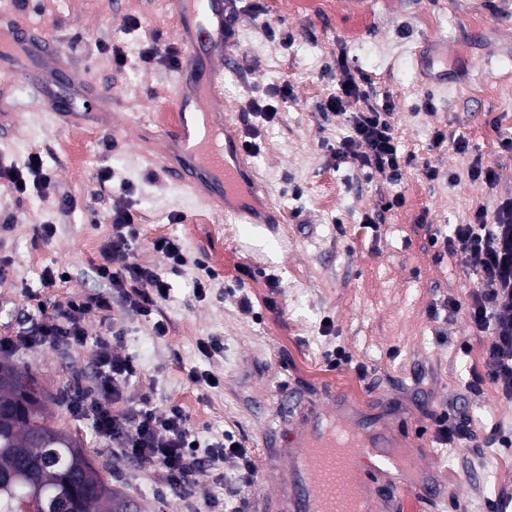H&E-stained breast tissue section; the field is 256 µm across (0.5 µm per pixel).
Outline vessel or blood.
Segmentation results:
<instances>
[{
    "mask_svg": "<svg viewBox=\"0 0 512 512\" xmlns=\"http://www.w3.org/2000/svg\"><path fill=\"white\" fill-rule=\"evenodd\" d=\"M182 47L172 79L173 123L155 129L164 145L162 167L216 213L240 224H279L275 206L261 198V185L244 151L237 127L220 110L224 71L233 61L232 41L224 37L226 0H175ZM0 67L31 85H55L62 79L46 67L58 48L40 31L0 22ZM422 77L440 82L448 75V53L439 41L418 57ZM359 405L341 394L303 408L288 450V478L277 497L284 512H357L361 497H374L385 470L374 454L388 445V434H369L358 422ZM418 453L409 450L399 486L424 495L431 488L416 476Z\"/></svg>",
    "mask_w": 512,
    "mask_h": 512,
    "instance_id": "1",
    "label": "vessel or blood"
}]
</instances>
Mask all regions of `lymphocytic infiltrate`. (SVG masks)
Returning a JSON list of instances; mask_svg holds the SVG:
<instances>
[{
    "label": "lymphocytic infiltrate",
    "instance_id": "lymphocytic-infiltrate-1",
    "mask_svg": "<svg viewBox=\"0 0 512 512\" xmlns=\"http://www.w3.org/2000/svg\"><path fill=\"white\" fill-rule=\"evenodd\" d=\"M368 84L363 75L348 78L322 105L323 111L344 117L350 127L349 136L339 143L333 156L340 165L395 176L409 159L400 151L387 120L391 103L372 99ZM136 238L135 213L129 209L113 211L112 236L101 249L96 272L124 294L141 316L148 317L167 300L171 284L134 260ZM432 243L478 273L479 282L466 299L449 300L448 306L464 310L472 328L487 335L484 376L500 384L503 394L512 398V200L502 202L491 213L478 210L473 223L452 224L447 231H435ZM87 310L83 301L70 300L63 317L44 318L23 337V344L38 347L49 338L83 343ZM120 336L116 330L111 338L99 341L94 383L91 388L76 392L74 413L89 417L99 436L122 439L126 457L156 464L173 497L182 496L204 463L219 459L234 460L242 481H252L256 469L248 449L236 445L230 435L210 448L194 446L179 408L161 414L145 406L138 410L132 423L113 412V405L124 398L125 381L137 372L133 361L120 360L112 354V342Z\"/></svg>",
    "mask_w": 512,
    "mask_h": 512
}]
</instances>
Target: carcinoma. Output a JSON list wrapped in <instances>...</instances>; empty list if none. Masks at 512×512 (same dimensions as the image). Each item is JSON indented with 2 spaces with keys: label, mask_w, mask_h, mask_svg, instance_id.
<instances>
[{
  "label": "carcinoma",
  "mask_w": 512,
  "mask_h": 512,
  "mask_svg": "<svg viewBox=\"0 0 512 512\" xmlns=\"http://www.w3.org/2000/svg\"><path fill=\"white\" fill-rule=\"evenodd\" d=\"M44 398L36 376L0 356V410L13 419L0 424V512H22L34 493L45 509L68 499L88 512H120L80 439L51 424Z\"/></svg>",
  "instance_id": "obj_1"
}]
</instances>
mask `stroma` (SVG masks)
Listing matches in <instances>:
<instances>
[{
    "label": "stroma",
    "mask_w": 512,
    "mask_h": 512,
    "mask_svg": "<svg viewBox=\"0 0 512 512\" xmlns=\"http://www.w3.org/2000/svg\"><path fill=\"white\" fill-rule=\"evenodd\" d=\"M174 2L0 0L15 26L43 29L64 46L55 65L85 82L96 111L73 126L55 124L27 107L29 86L0 72V163L21 167L37 151L51 173L48 186L25 198L0 191V343L40 380L53 425L80 438L130 512H276L268 501L274 479L288 475L287 438L298 417L283 410V393L307 402L355 378L365 425L395 429L400 447L419 441L421 472L437 492L420 500L384 488L376 512H488L491 501L512 497V447L484 439L494 427L512 433V399L491 381L473 385L488 338L447 306L476 277L429 240L436 229L472 223L476 210L512 199V151L500 146L512 133V0H334L329 9L237 0L239 64L224 73V109L259 147L249 162L280 224L221 221L162 170V147L147 132L170 114L173 71L162 58L141 64L139 51L152 39L159 50L178 49ZM437 37L448 51L444 86L424 81L415 60ZM116 50L126 66L113 62ZM351 74L367 75L374 99L392 102L388 121L412 158L400 179L334 164L349 128L321 105ZM286 85L293 96L275 122L248 115L251 99ZM439 131L445 140L437 146ZM460 137L468 143L462 153ZM478 161L496 171L494 184L471 179ZM427 165L434 177L424 175ZM104 169L128 190L98 183ZM124 208L137 215L138 261L172 286L151 320L95 270L112 235L109 216ZM374 211L376 233L363 226ZM45 224L54 229L47 241ZM173 236L188 255L175 271L152 247ZM206 268L216 278L202 299L194 285ZM49 269L67 280L45 285ZM244 295L250 308L239 303ZM104 297L110 309L96 308ZM73 298L90 304L83 345L20 343ZM157 319L164 335L153 329ZM116 328L123 336L113 355L137 366L116 411L179 408L203 447L232 434L251 453L254 483L243 484L224 459L196 472L186 498L172 499L157 468L127 459L122 440L99 437L90 418L72 411L74 390L92 381L98 340ZM210 337L222 348L207 358L198 344ZM339 347L351 361L329 368L326 356ZM359 363L366 377H358ZM193 368L218 385L193 382ZM454 400L481 436L450 449L437 441L433 415Z\"/></svg>",
    "instance_id": "obj_1"
}]
</instances>
